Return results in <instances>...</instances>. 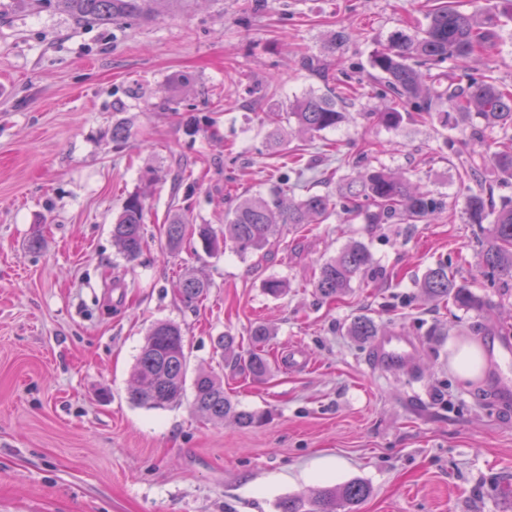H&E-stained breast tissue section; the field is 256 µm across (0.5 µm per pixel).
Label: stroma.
<instances>
[{
	"label": "stroma",
	"mask_w": 512,
	"mask_h": 512,
	"mask_svg": "<svg viewBox=\"0 0 512 512\" xmlns=\"http://www.w3.org/2000/svg\"><path fill=\"white\" fill-rule=\"evenodd\" d=\"M427 0H160L151 19L75 22L59 0H0V512H276L296 492L359 478L372 488L361 512H512V404L495 363L476 384L449 364L450 343L502 341L512 287L491 284L471 260L481 235L463 223L450 151L467 157L461 130L436 118L372 123L380 106L370 57L424 21ZM346 29L349 41L330 47ZM321 59L350 71L348 118L307 139L288 132L280 154L265 137L275 111L323 81L299 65ZM186 75L190 82L173 88ZM203 117L189 132L187 114ZM127 123L118 148L112 127ZM454 148H447V138ZM339 142L346 192L350 162L366 154L448 201L429 224H366L332 217L280 226L267 254L244 259L165 249L162 226L182 214L224 225L239 195L267 193L294 150L324 163ZM145 198L142 255L112 243L125 199ZM41 233V250L27 241ZM370 250L379 275L355 279L328 304L314 282L346 244ZM466 256L456 279L488 300L481 310L425 300L415 283L438 261ZM210 283L182 303L185 270ZM289 285L273 298L262 287ZM365 315L411 336L404 372L374 369L369 342L349 336ZM182 330L191 369L224 378L246 410L267 421L242 427L197 415L189 402L147 409L128 400L129 372L149 328ZM266 323L268 380L234 370L216 337H247ZM300 348L308 366L292 368Z\"/></svg>",
	"instance_id": "stroma-1"
}]
</instances>
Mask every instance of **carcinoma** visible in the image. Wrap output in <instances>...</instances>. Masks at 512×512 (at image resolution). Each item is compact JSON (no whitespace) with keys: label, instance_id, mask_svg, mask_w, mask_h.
<instances>
[{"label":"carcinoma","instance_id":"cac0c4a2","mask_svg":"<svg viewBox=\"0 0 512 512\" xmlns=\"http://www.w3.org/2000/svg\"><path fill=\"white\" fill-rule=\"evenodd\" d=\"M81 23L105 24L119 19L148 18L155 12L157 0H58ZM496 14L475 12L465 14L448 3L434 4L428 9V23L419 35L397 32L389 44L374 52L371 67L375 71L376 94L390 105L374 113L377 123L395 129L404 121V114L419 116L439 111L446 104L443 124L457 129L458 119L473 116L483 122L471 127L470 139L482 146L486 130H498L512 141V85L474 71L458 75L455 69L474 57L492 53L500 41L501 18L512 20V0H499ZM303 68L319 75L328 92L306 95L288 107V122L298 130L315 135L335 129L345 122L339 105L342 96L336 84L352 87V76L343 79L329 73V68L314 57L302 58ZM460 186L464 197L462 218L466 224L488 225L487 233L478 239L476 266L480 272L504 281L512 280V198L495 197L496 185L483 179L487 167L502 179L512 180V149L478 154L460 161ZM331 177H320L302 155L291 157L288 169L268 194L239 200L224 214V230L211 224H192L183 216L165 225V247L171 253L180 251L185 242L195 240L207 255L226 248L245 259L271 245L277 224H322L333 215L347 214L363 218L367 224H385L394 219L399 224H419L446 210L441 197L412 188L401 174L384 166H368L355 172L347 183L344 200L311 191L313 182L328 183ZM145 205L142 196H129L112 224V239L128 261L136 260L143 247ZM369 249L361 242H352L336 256L326 260L315 281V293L323 300H334L351 288L358 276L373 272ZM423 296L458 308L479 309L486 301L457 283L448 268L440 262L429 268L417 282ZM209 285L187 271L180 280L179 294L183 302L199 301ZM348 334L365 340L380 334L379 328L366 317L354 318ZM270 329L259 323L250 328L249 348L245 365L255 379L270 373L264 345ZM188 353L181 328L169 321L154 324L146 334L132 369L129 400L148 409H165L182 403L186 396ZM192 407L210 421H233L241 426L263 423L265 411L239 408L224 391V380L212 371L199 370L192 380ZM371 495L369 485L353 479L327 486L315 495L294 493L284 496L275 505L276 512H359L358 507Z\"/></svg>","mask_w":512,"mask_h":512}]
</instances>
